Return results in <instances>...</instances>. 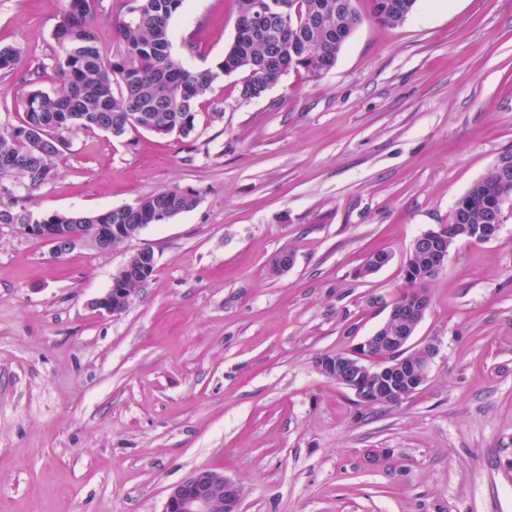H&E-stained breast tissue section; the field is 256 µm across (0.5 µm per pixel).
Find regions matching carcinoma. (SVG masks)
<instances>
[{
    "mask_svg": "<svg viewBox=\"0 0 512 512\" xmlns=\"http://www.w3.org/2000/svg\"><path fill=\"white\" fill-rule=\"evenodd\" d=\"M185 0H125L112 16L103 0H68L53 32L54 44L41 58L29 60L23 82L30 90L15 124L0 126V177L16 176L31 188L46 182L70 144L76 129L100 130L114 138L146 131L168 136L179 129L188 139L197 128V106L213 84L238 71L248 72L240 97L247 101L263 86L276 84L281 66L315 77L335 66L344 43L336 41V17L325 13L336 0H288L294 41L272 43L260 34L233 38L221 61L189 69L167 50L171 21ZM415 0H374V17L397 27L412 12ZM113 20L119 48H102L97 29ZM20 52L0 46V76H13ZM59 83L56 91L40 88L47 75ZM496 172L488 169L455 203L446 233L452 241L468 238L467 225L482 224L503 199L493 188ZM198 203L194 193L176 198L160 190L132 204L136 212H74L36 214L12 196H0V224H154L156 211L177 205L187 211Z\"/></svg>",
    "mask_w": 512,
    "mask_h": 512,
    "instance_id": "cac0c4a2",
    "label": "carcinoma"
}]
</instances>
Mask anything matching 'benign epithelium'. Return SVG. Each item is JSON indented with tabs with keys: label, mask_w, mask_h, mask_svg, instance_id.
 Returning <instances> with one entry per match:
<instances>
[{
	"label": "benign epithelium",
	"mask_w": 512,
	"mask_h": 512,
	"mask_svg": "<svg viewBox=\"0 0 512 512\" xmlns=\"http://www.w3.org/2000/svg\"><path fill=\"white\" fill-rule=\"evenodd\" d=\"M239 28L254 32L267 30L286 36L288 31L294 30L288 17V0H272L268 5L253 6ZM495 165L502 177V193L512 194V155L499 158ZM500 224L502 213L498 212L491 223L478 226L476 239L493 238ZM79 227L83 229L81 235L75 233ZM20 229L51 245L57 255L67 253L78 242L98 252H110L114 250L110 244L112 234L126 232L128 241L138 236L130 224H22ZM410 251L426 258L429 271L438 272L444 269L448 260V235L439 226L426 230L413 239ZM152 254L153 250L148 247L130 253L112 274L110 288L94 298L90 307L101 315L125 311L139 293L123 284L146 272L147 258ZM403 273L404 280L415 281L418 287L408 298L391 304L385 324L353 351L340 357H324L317 366L322 375L352 392L357 401L364 404L395 402L405 389L423 387L429 381L440 353L434 340L419 347L412 343L430 306V297L424 288L427 275H419L407 266L403 267ZM220 497L224 498V512H241L243 494L239 485L218 468L199 469L186 480L169 487L164 512H211L212 502Z\"/></svg>",
	"instance_id": "benign-epithelium-1"
}]
</instances>
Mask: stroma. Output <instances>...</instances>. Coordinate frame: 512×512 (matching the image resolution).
Listing matches in <instances>:
<instances>
[{"instance_id": "obj_1", "label": "stroma", "mask_w": 512, "mask_h": 512, "mask_svg": "<svg viewBox=\"0 0 512 512\" xmlns=\"http://www.w3.org/2000/svg\"><path fill=\"white\" fill-rule=\"evenodd\" d=\"M66 3L0 0V45L41 52ZM358 10L333 68L251 101L225 76L193 138L81 130L39 188L0 179L44 214L199 197L107 253L0 224V512H163L203 468L242 512H512V200L427 286L416 338L441 352L417 394L364 406L316 368L382 324L413 239L512 153V0H417L395 28ZM235 22L232 0H186L172 51L211 66ZM142 247L152 278L98 315ZM152 254L153 250L148 247L137 249L130 253L124 264L112 274L110 288L99 297L94 298L90 302V307L101 315H115L125 311L132 301L139 296V292H141L149 279H151L155 264L151 269L150 276L145 280L140 282L128 280L146 272L148 266L147 258L152 256ZM123 284L124 287L120 288ZM133 288H139L138 292L132 290Z\"/></svg>"}]
</instances>
